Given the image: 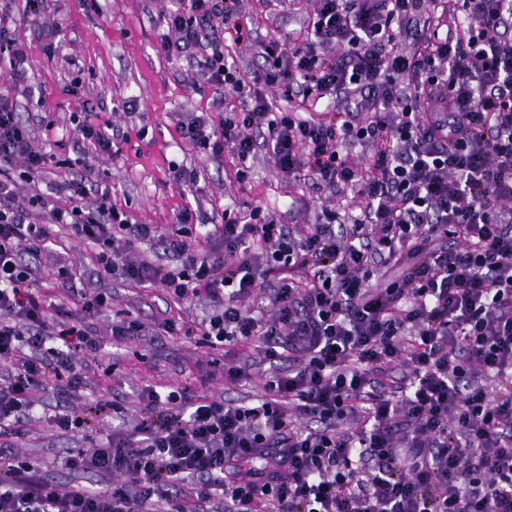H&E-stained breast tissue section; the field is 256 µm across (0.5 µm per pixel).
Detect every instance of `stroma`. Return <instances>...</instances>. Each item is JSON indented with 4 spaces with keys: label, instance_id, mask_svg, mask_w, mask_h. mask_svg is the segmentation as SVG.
Returning a JSON list of instances; mask_svg holds the SVG:
<instances>
[{
    "label": "stroma",
    "instance_id": "stroma-1",
    "mask_svg": "<svg viewBox=\"0 0 512 512\" xmlns=\"http://www.w3.org/2000/svg\"><path fill=\"white\" fill-rule=\"evenodd\" d=\"M25 3L0 0V9L12 16L16 33L26 45L30 83L46 96L40 102L20 100L18 110L34 124L36 142L47 144L59 161L57 180L71 179L81 174L83 165H90L99 185L110 190L113 204L133 221L157 224L165 231L177 228L185 209L210 218L220 216L228 206L245 210L260 204L278 213L292 207L302 223L312 220L320 206L336 201L347 203L351 214L359 215L351 192L332 196L308 182H284L265 151L247 160L248 179L241 187L235 180L236 158H207L178 137V119L190 112L211 111L214 93L189 84L191 68L186 58H165L155 51L165 31L163 14L175 8L176 0H95L82 8L76 0H46L45 20L59 23L57 49L52 54L26 17ZM243 9L247 28L260 37L297 30L302 18L293 4L285 5L273 20L263 0H243ZM86 110L97 113L99 121L111 123V153L99 151L75 133L72 115ZM41 116L52 120V131L37 127ZM177 165L197 169L196 186L172 183L169 169ZM93 255L92 246L61 237L43 253L41 262L49 269L62 260L88 273ZM112 308L140 319L145 331L130 344L115 346L109 336V317L95 319L104 363H113L115 370L109 378L101 366L87 371L88 385L72 401L80 412L104 382H111L119 398L131 401L142 387L183 381L206 360L195 343L160 335L158 322L171 315L161 288L113 283ZM141 354L147 355V363L138 362ZM55 406V400L48 398L36 407L20 443L23 452L42 465L44 474L63 484L73 483L76 475L57 469L55 460L66 449L83 447L85 441L78 433L55 434L47 420Z\"/></svg>",
    "mask_w": 512,
    "mask_h": 512
}]
</instances>
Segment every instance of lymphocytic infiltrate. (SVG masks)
<instances>
[{
	"mask_svg": "<svg viewBox=\"0 0 512 512\" xmlns=\"http://www.w3.org/2000/svg\"><path fill=\"white\" fill-rule=\"evenodd\" d=\"M297 36L259 42L242 70L220 30L240 0H179L158 55L191 58L220 119H179L204 156L264 147L284 179L354 191L360 214L325 205L286 224L262 206L164 233L113 207L88 176L40 188L48 153L17 111L27 52L0 17V512H512V0H306ZM243 100L224 111L226 94ZM309 109L273 111V95ZM368 146L367 164L345 147ZM92 244L95 272L40 257L55 227ZM161 248L176 264L136 255ZM209 303L166 320L215 350L193 380L146 387L106 443L57 467L107 485L60 486L19 444L40 397L62 432L101 345L144 325L112 310L105 282ZM51 279L53 291L41 289ZM257 345L271 370L246 406L208 385L248 379L230 353ZM402 377H393L396 368Z\"/></svg>",
	"mask_w": 512,
	"mask_h": 512,
	"instance_id": "lymphocytic-infiltrate-1",
	"label": "lymphocytic infiltrate"
}]
</instances>
